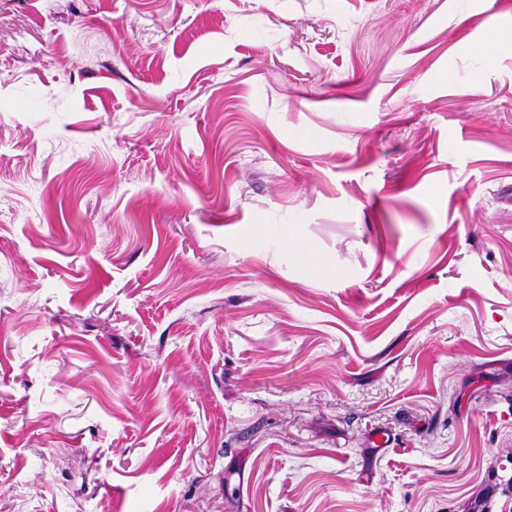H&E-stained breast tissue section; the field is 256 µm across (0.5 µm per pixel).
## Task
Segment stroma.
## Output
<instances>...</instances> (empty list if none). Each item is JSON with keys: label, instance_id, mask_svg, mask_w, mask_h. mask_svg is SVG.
Wrapping results in <instances>:
<instances>
[{"label": "stroma", "instance_id": "stroma-1", "mask_svg": "<svg viewBox=\"0 0 512 512\" xmlns=\"http://www.w3.org/2000/svg\"><path fill=\"white\" fill-rule=\"evenodd\" d=\"M492 27L512 0H0V512H472L511 477Z\"/></svg>", "mask_w": 512, "mask_h": 512}]
</instances>
